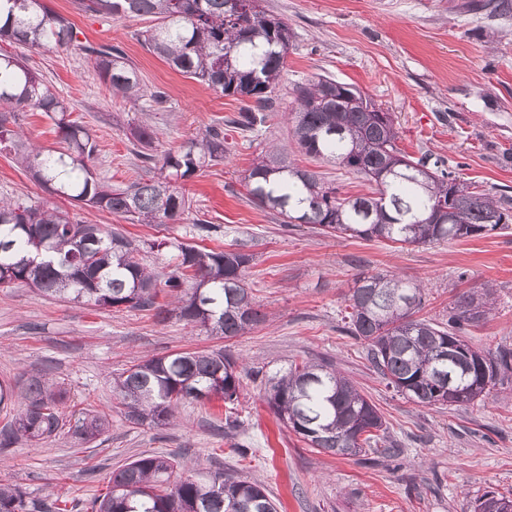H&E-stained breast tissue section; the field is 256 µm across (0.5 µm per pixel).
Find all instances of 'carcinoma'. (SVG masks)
Segmentation results:
<instances>
[{
    "label": "carcinoma",
    "mask_w": 512,
    "mask_h": 512,
    "mask_svg": "<svg viewBox=\"0 0 512 512\" xmlns=\"http://www.w3.org/2000/svg\"><path fill=\"white\" fill-rule=\"evenodd\" d=\"M87 13L114 18L147 17L153 25L139 40L172 69L226 96L248 98L253 106L229 123L244 131L264 126L273 111L292 38L290 28L267 14L260 0H81ZM0 41L34 48L76 46L89 57L112 93L129 101L147 100L160 110L165 98L141 83L137 69L118 47L82 45L74 26L41 0H0ZM361 94L352 84L319 76L299 86L288 123L297 148L364 176L376 192L340 197L336 187L303 170L272 149L258 157L244 180L250 196L287 223L314 224L348 238L384 239L401 244L447 242L509 229L512 198L462 184L465 193L449 198L457 181L442 161L404 153L389 112H364L350 105ZM30 107L54 121L60 147L42 149L27 141L18 112ZM69 106L25 64L0 52V152L14 154L45 190L140 224L173 223L187 200L172 178L185 179L224 160V131L211 128L198 140L159 159L168 174L112 187L95 179L88 162L96 145L90 132L68 119ZM174 269L164 286L175 294L177 316L226 338L242 336L263 317L245 287L243 272L253 256L240 251H202L177 246ZM139 247L118 232L95 224H75L67 213L32 198L0 199V286L22 285L41 296L103 308H151L154 275L136 258ZM424 288L394 275L360 274L341 317L342 331L363 342L377 374L421 406H462L491 392L512 371V350H477L462 336L487 319L493 289L485 285L460 294L443 325L415 314ZM238 400L235 362L222 351L180 352L153 357L124 370L115 392L134 424L160 423L185 400L212 395ZM457 398L448 401V390ZM266 401L278 418L309 447L334 455H356L383 440L381 414L346 377L323 363L304 361L267 380ZM58 395L33 378L23 409L10 432L41 441L59 428ZM106 429L87 414L72 429L88 443ZM179 455H143L112 475V485L92 502L93 512H277L261 485L225 473H209L175 484ZM0 512H61L55 503L31 506L23 494L0 484Z\"/></svg>",
    "instance_id": "obj_1"
}]
</instances>
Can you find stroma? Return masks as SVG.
I'll return each instance as SVG.
<instances>
[{"mask_svg":"<svg viewBox=\"0 0 512 512\" xmlns=\"http://www.w3.org/2000/svg\"><path fill=\"white\" fill-rule=\"evenodd\" d=\"M463 0H261L291 29V47L275 92L274 112L258 132L230 125L243 99L216 92L174 70L138 39L144 18L115 19L82 10L79 0H42L67 18L81 43L121 46L149 90L166 95L163 110L113 97L84 55L1 43L70 106L71 118L96 143L90 164L115 186L156 176L136 156L133 131L156 130L149 152L161 156L208 129L224 131V160L179 180L191 201L166 226L134 224L58 197L33 182L13 155L0 153V197L32 196L83 224L148 243L143 264L157 280L175 265L178 244L252 254L245 284L264 323L227 339L154 310L101 309L0 288V383L23 393L39 376L64 394L61 427L38 442L19 439L0 451V482L34 502L61 499L91 512L114 471L150 453H176L185 471L223 470L262 484L279 512H473L485 492L512 496V373L485 398L465 406L424 407L388 389L359 340L340 331L358 272L422 281V318L442 322L456 294L482 285L495 293L487 320L468 328L476 348L512 350V230L429 245L344 239L310 224H288L258 205L243 175L271 147L319 173L340 195L371 193L358 175L299 152L283 117L296 86L324 75L355 85L395 116L398 146L443 160L462 180L512 191V11L470 13ZM213 224L204 236L198 221ZM224 351L240 374L239 398L181 402L166 423L126 420L112 391L123 370L179 351ZM323 360L373 403L396 447L371 463L308 448L265 402L269 376L292 363ZM106 417L109 426L83 444L75 415Z\"/></svg>","mask_w":512,"mask_h":512,"instance_id":"stroma-1","label":"stroma"}]
</instances>
